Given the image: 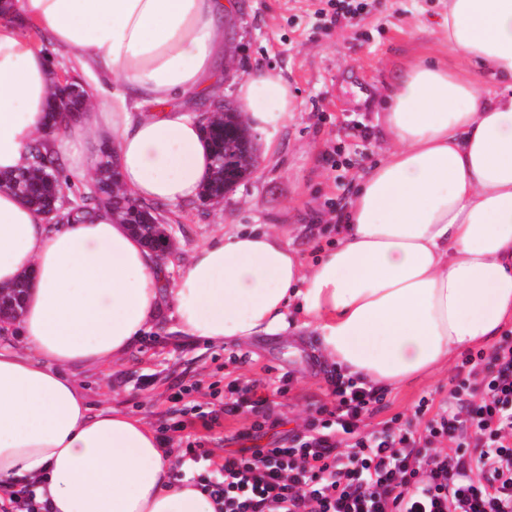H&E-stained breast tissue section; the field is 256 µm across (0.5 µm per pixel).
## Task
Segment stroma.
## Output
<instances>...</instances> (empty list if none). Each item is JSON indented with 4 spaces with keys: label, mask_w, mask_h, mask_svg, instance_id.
I'll return each mask as SVG.
<instances>
[{
    "label": "stroma",
    "mask_w": 512,
    "mask_h": 512,
    "mask_svg": "<svg viewBox=\"0 0 512 512\" xmlns=\"http://www.w3.org/2000/svg\"><path fill=\"white\" fill-rule=\"evenodd\" d=\"M363 2L362 10L329 31L318 0H240L229 30L232 76L212 93L235 101L239 79L272 65L293 87L295 110L276 136L277 150L261 154L253 173L220 203L196 198L159 205L176 238L165 257L171 271L197 247L240 228L285 232L306 264L328 241L338 240L331 211L344 207L386 148L378 121L382 96L407 59L436 43L448 11L446 0ZM173 325L165 319L122 362L75 370L91 405L144 416L168 448L202 436L197 415L217 412L210 447L224 457L245 446L284 443L314 417L315 405L331 402V366L322 361L314 333L211 345L173 333ZM455 373L451 366L387 389L383 408L366 417L367 429L395 415L401 423H414L424 396L447 403ZM253 384L268 400L267 418L224 413L239 389Z\"/></svg>",
    "instance_id": "1"
}]
</instances>
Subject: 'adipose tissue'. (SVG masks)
I'll use <instances>...</instances> for the list:
<instances>
[{
  "label": "adipose tissue",
  "mask_w": 512,
  "mask_h": 512,
  "mask_svg": "<svg viewBox=\"0 0 512 512\" xmlns=\"http://www.w3.org/2000/svg\"><path fill=\"white\" fill-rule=\"evenodd\" d=\"M233 0H0V171L36 139L84 179L114 148L120 183L143 202L196 198L211 165L177 103L210 89ZM438 46L393 79L384 156L363 175L335 247L303 265L278 230L220 235L176 279L111 209L66 224L0 189V288L28 275L0 345V496L33 491L48 512H215L179 476L177 452L141 416L92 410L72 369L125 357L174 307L175 329L214 345L312 329L346 373L396 387L447 368L512 323V0H448ZM73 52L87 111L48 131L41 43ZM125 91L100 99L113 80ZM267 150L295 94L261 67L237 85Z\"/></svg>",
  "instance_id": "adipose-tissue-1"
}]
</instances>
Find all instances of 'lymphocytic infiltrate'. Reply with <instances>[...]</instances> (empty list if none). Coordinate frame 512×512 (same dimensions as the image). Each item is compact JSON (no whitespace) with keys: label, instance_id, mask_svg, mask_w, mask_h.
<instances>
[{"label":"lymphocytic infiltrate","instance_id":"obj_1","mask_svg":"<svg viewBox=\"0 0 512 512\" xmlns=\"http://www.w3.org/2000/svg\"><path fill=\"white\" fill-rule=\"evenodd\" d=\"M319 407L287 444L225 458L204 489L217 512H512V336L467 353L447 408L420 398L418 428L363 432L380 388L333 372Z\"/></svg>","mask_w":512,"mask_h":512}]
</instances>
